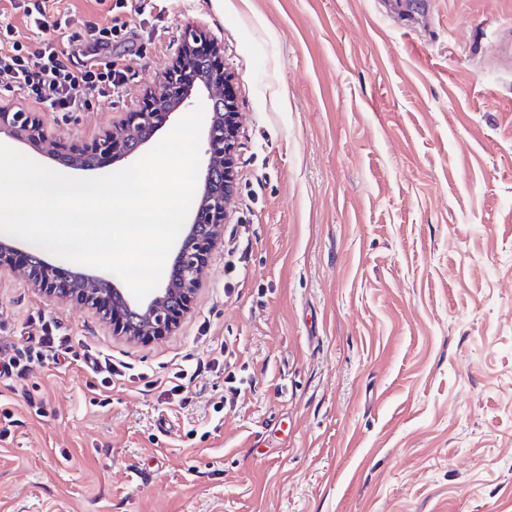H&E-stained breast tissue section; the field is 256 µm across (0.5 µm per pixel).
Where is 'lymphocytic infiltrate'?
I'll return each mask as SVG.
<instances>
[{"label": "lymphocytic infiltrate", "mask_w": 512, "mask_h": 512, "mask_svg": "<svg viewBox=\"0 0 512 512\" xmlns=\"http://www.w3.org/2000/svg\"><path fill=\"white\" fill-rule=\"evenodd\" d=\"M112 29L88 27L83 42L90 56L75 65L74 53L55 40L30 45L21 42L13 27H0V79L7 89L21 91L31 103L51 112H73L93 98L122 97L128 74L112 58L108 46ZM68 337L43 328L27 345H0V376L23 380L50 352L65 348Z\"/></svg>", "instance_id": "f902f5d3"}]
</instances>
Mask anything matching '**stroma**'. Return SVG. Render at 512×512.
I'll return each instance as SVG.
<instances>
[{
    "instance_id": "stroma-1",
    "label": "stroma",
    "mask_w": 512,
    "mask_h": 512,
    "mask_svg": "<svg viewBox=\"0 0 512 512\" xmlns=\"http://www.w3.org/2000/svg\"><path fill=\"white\" fill-rule=\"evenodd\" d=\"M145 2L0 26L131 27L126 94L48 113L69 142L134 111L186 27L210 31L238 102L231 220L149 341L0 271V339L51 324L72 345L0 380V512H512V0ZM223 343V370L165 404L174 364ZM229 371L249 382L230 405Z\"/></svg>"
}]
</instances>
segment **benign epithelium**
Segmentation results:
<instances>
[{
    "label": "benign epithelium",
    "mask_w": 512,
    "mask_h": 512,
    "mask_svg": "<svg viewBox=\"0 0 512 512\" xmlns=\"http://www.w3.org/2000/svg\"><path fill=\"white\" fill-rule=\"evenodd\" d=\"M223 51L222 44L208 31L186 28L178 53L165 68L159 86L146 92L142 107L81 147L49 137L42 113L14 111L0 105V134L68 165L91 155L94 165L103 167L136 155L173 114L196 95H206L211 120L206 130L205 158L199 169V191L189 222L183 225L178 238V251L165 287L148 299L137 301L106 277L80 270L65 271L47 265L35 255L28 256V276L36 287L96 308L112 325L114 336L148 340L171 331L190 307L211 251L223 243L221 232L230 218L235 189L238 106L230 92L233 76L209 71L205 65V58ZM17 253L15 244L0 240L1 271L14 266Z\"/></svg>",
    "instance_id": "obj_1"
}]
</instances>
